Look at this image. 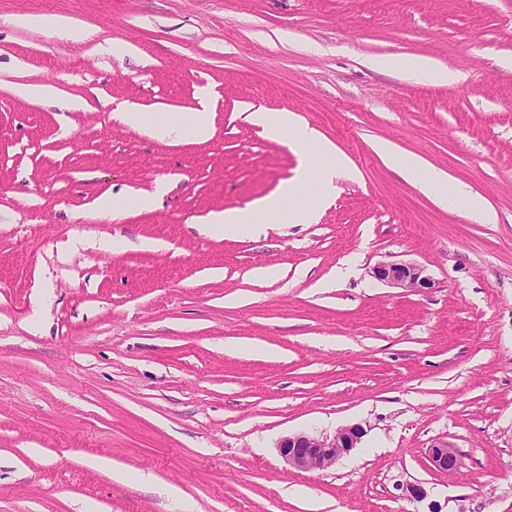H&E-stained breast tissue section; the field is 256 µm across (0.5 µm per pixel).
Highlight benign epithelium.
<instances>
[{"mask_svg": "<svg viewBox=\"0 0 512 512\" xmlns=\"http://www.w3.org/2000/svg\"><path fill=\"white\" fill-rule=\"evenodd\" d=\"M371 276L392 288L419 291L431 287L432 280L426 269L412 262H381L371 269ZM365 430L360 425L342 428L333 436L316 437L306 433L290 435L278 444V452L288 465L303 470L326 469L358 447ZM433 466L450 472L457 465L455 445L446 439L436 441L429 449ZM401 496L421 501L427 497L425 487L419 483L397 485Z\"/></svg>", "mask_w": 512, "mask_h": 512, "instance_id": "1", "label": "benign epithelium"}]
</instances>
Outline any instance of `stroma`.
Wrapping results in <instances>:
<instances>
[{"instance_id": "obj_1", "label": "stroma", "mask_w": 512, "mask_h": 512, "mask_svg": "<svg viewBox=\"0 0 512 512\" xmlns=\"http://www.w3.org/2000/svg\"><path fill=\"white\" fill-rule=\"evenodd\" d=\"M382 56L457 78L371 68ZM40 83L87 109L15 92ZM203 89V143L113 116H185ZM282 111L348 158L329 204L203 232L304 166L249 119ZM380 141L496 223L440 206ZM160 180L152 210L95 216L100 195ZM403 261L433 287L370 274ZM354 424L359 448L331 468L276 451ZM441 437L448 474L428 456ZM0 512H512V0H0ZM17 23L50 31L68 30L73 26L71 19L56 15L25 16L19 18ZM377 151L388 164L395 166L407 181L419 186L425 193L436 194L443 206L453 208L459 199L464 198L469 213L479 222H496V213L478 194H471L462 185L454 186L453 193L448 194V190L442 191V188L447 187L448 175L440 170H428L421 157L400 153L389 142H381ZM456 446L446 439H439L429 449L433 466L443 472H451L457 465Z\"/></svg>"}]
</instances>
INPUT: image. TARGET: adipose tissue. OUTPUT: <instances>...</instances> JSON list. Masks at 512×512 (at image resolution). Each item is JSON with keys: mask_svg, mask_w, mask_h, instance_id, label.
<instances>
[{"mask_svg": "<svg viewBox=\"0 0 512 512\" xmlns=\"http://www.w3.org/2000/svg\"><path fill=\"white\" fill-rule=\"evenodd\" d=\"M122 123L154 134H166L173 130H183L190 139L197 142L207 141L212 135L210 101L207 95H200L199 106L188 116L183 125L174 122L153 121L143 110L136 106H119L115 114ZM255 124L263 126L276 137L286 138L306 150L308 163L300 170L297 178L281 186L279 191L258 201L246 210L213 212L203 217L205 232L220 234L229 238L252 233L257 225L274 221L283 209L284 202L296 199L311 178H318L319 191L314 204L292 210L290 221L294 224H308L314 219L317 205L323 202L333 191L332 179L337 170L345 168L346 158L335 147L322 141L316 131L304 123L295 113L283 111L275 114L252 113ZM378 153L403 175L419 186L423 192L437 194L445 207H455L459 199H466L469 213L479 222L492 224L496 221L494 210L479 195L469 193L464 186H449L448 176L440 170L427 169L423 159L414 154L398 152L388 142L380 143Z\"/></svg>", "mask_w": 512, "mask_h": 512, "instance_id": "1", "label": "adipose tissue"}]
</instances>
